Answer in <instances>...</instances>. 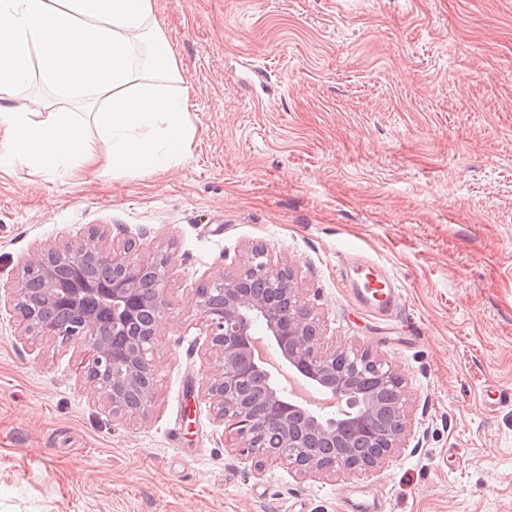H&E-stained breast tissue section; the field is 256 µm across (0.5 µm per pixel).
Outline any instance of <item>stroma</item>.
Here are the masks:
<instances>
[{"label":"stroma","mask_w":512,"mask_h":512,"mask_svg":"<svg viewBox=\"0 0 512 512\" xmlns=\"http://www.w3.org/2000/svg\"><path fill=\"white\" fill-rule=\"evenodd\" d=\"M196 129L160 173L0 174V279L93 228L171 256L148 413L78 386L82 347L19 340L0 307V512H512V0H154ZM292 265L330 344L406 383L414 428L384 467L330 479L224 446L197 288L252 247ZM402 290L380 323L340 251Z\"/></svg>","instance_id":"1"}]
</instances>
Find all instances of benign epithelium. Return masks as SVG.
I'll return each mask as SVG.
<instances>
[{
	"instance_id": "7a95c632",
	"label": "benign epithelium",
	"mask_w": 512,
	"mask_h": 512,
	"mask_svg": "<svg viewBox=\"0 0 512 512\" xmlns=\"http://www.w3.org/2000/svg\"><path fill=\"white\" fill-rule=\"evenodd\" d=\"M132 241L116 247L108 231L93 229L75 245L44 243L26 259L21 278L0 282V298L20 315L24 335L76 342L88 353L81 386L106 402L112 418L145 413L156 394L153 344L170 309V257L157 253L133 262ZM255 247L233 273L222 272L209 291L196 293V312L218 368L202 392L224 424V436L251 465L288 464L301 477H334L338 472L375 470L406 445L410 435L409 397L396 383V425L388 445L364 464H328L301 458L296 448L311 438L349 454L376 435L360 424L378 414L379 404L359 396L338 361L346 349L329 348L317 313L298 288L292 266L273 267ZM253 380L264 384L267 403L256 407L244 391ZM274 430L284 451L266 449Z\"/></svg>"
}]
</instances>
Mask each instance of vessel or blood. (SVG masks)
<instances>
[{"instance_id":"b4317fda","label":"vessel or blood","mask_w":512,"mask_h":512,"mask_svg":"<svg viewBox=\"0 0 512 512\" xmlns=\"http://www.w3.org/2000/svg\"><path fill=\"white\" fill-rule=\"evenodd\" d=\"M338 264L343 287L362 311L378 322L396 313L400 289L382 266L356 253L339 257Z\"/></svg>"}]
</instances>
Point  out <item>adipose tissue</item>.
Wrapping results in <instances>:
<instances>
[{"label": "adipose tissue", "instance_id": "ef3b65f1", "mask_svg": "<svg viewBox=\"0 0 512 512\" xmlns=\"http://www.w3.org/2000/svg\"><path fill=\"white\" fill-rule=\"evenodd\" d=\"M62 103L92 106L96 135L62 108L35 118L15 99L32 67ZM153 0H0V173L77 176L109 147L116 173L164 171L196 129Z\"/></svg>", "mask_w": 512, "mask_h": 512}]
</instances>
